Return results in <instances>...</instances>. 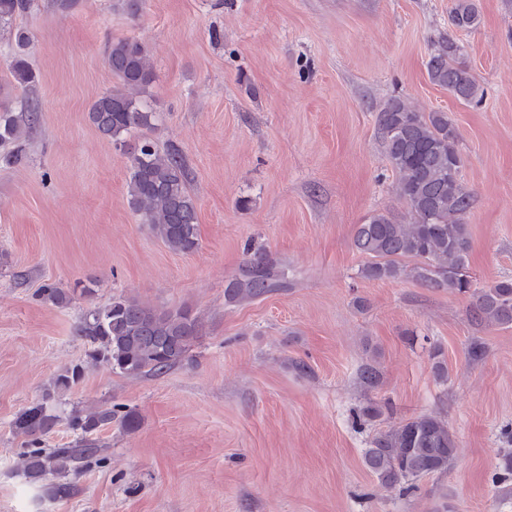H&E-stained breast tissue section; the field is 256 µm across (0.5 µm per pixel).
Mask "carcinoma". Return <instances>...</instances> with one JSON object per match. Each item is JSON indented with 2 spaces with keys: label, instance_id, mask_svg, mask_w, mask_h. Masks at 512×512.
<instances>
[{
  "label": "carcinoma",
  "instance_id": "carcinoma-1",
  "mask_svg": "<svg viewBox=\"0 0 512 512\" xmlns=\"http://www.w3.org/2000/svg\"><path fill=\"white\" fill-rule=\"evenodd\" d=\"M31 7V0H0V29L15 32L17 51L8 70L22 87L36 84L25 51L28 34L15 27L17 19ZM480 19L477 0H454L451 23L458 29L475 28ZM463 48L454 39L443 38L434 45L427 62L431 82L462 103H480L484 90L461 60ZM107 63L115 83L93 102L88 120L99 135L125 151L129 162L127 203L130 210L150 225L152 232L171 251L185 255L200 244L197 206L188 188V172L178 150L159 152L149 140L128 145L126 135L149 128L155 113L148 110L146 97L156 73L146 48L132 39L112 41ZM40 119L39 104L28 98L12 108L0 106V154L6 166L24 162L23 143ZM387 158L397 174L396 192L407 207V215L396 220L385 213L371 215L355 226L353 245L370 258L360 269L369 280L394 281L409 275L426 288L448 289L472 298L471 319L480 324L512 326V279L477 287L468 275L470 237L462 215L469 207L460 169L457 132L446 112H419L407 101H387L377 115ZM239 272L228 279L224 299L232 305L252 302L262 296L291 287L288 275L267 252L251 246ZM415 265L407 268L404 261ZM39 297L57 306L70 302L71 292L48 283ZM75 335L97 343L91 353L94 362H105L112 370L137 378L161 374L181 363L198 340L197 317L189 309L160 310L131 296H114L95 305L74 328ZM48 392L42 401L20 412L13 422L16 432L30 437L34 449L22 454L19 472L33 483L48 476L56 482L45 487L50 499L67 498L75 485L67 480L94 461L106 459L108 449L88 443L85 437L117 422L125 429L136 427L131 411L118 414L113 407L74 411L69 425L83 438L67 448L39 449L41 437L56 424ZM457 454L448 421L422 414L377 433L364 452V463L379 483L388 488L448 472ZM502 472L494 483L512 493V454L505 455Z\"/></svg>",
  "mask_w": 512,
  "mask_h": 512
}]
</instances>
